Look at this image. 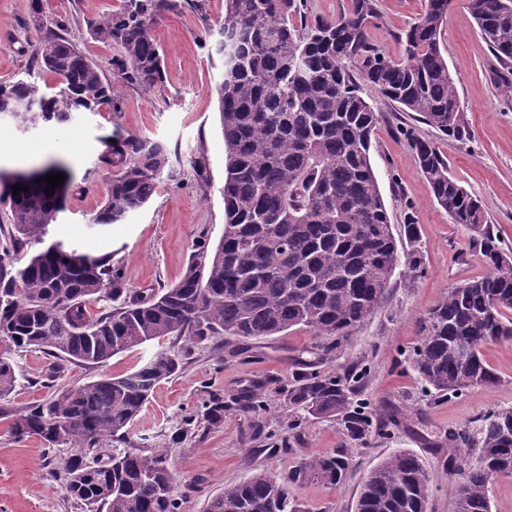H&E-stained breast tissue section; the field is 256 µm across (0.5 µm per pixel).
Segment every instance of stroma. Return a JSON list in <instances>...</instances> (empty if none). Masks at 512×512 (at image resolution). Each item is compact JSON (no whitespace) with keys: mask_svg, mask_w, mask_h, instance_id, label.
Wrapping results in <instances>:
<instances>
[{"mask_svg":"<svg viewBox=\"0 0 512 512\" xmlns=\"http://www.w3.org/2000/svg\"><path fill=\"white\" fill-rule=\"evenodd\" d=\"M119 0H42L41 21L47 32L62 33L117 87L116 107H102L66 126L48 125L19 133L9 118L0 119V170H23L51 159L64 160L69 192L64 210L48 238L93 255H107L123 272L129 294L175 284L197 245L216 244L224 232V139L213 92L224 71L209 30L224 23L225 0H206L198 10L179 0L163 12L153 35L163 50L164 79L146 90L118 79L112 65L120 50L96 38L89 26L112 11ZM32 0H0V83L31 76L39 85L55 77L36 63L35 35L28 23ZM377 16L367 29L369 44L391 57L402 54L400 37L424 10V0H375ZM448 68L465 104L473 137L459 143L401 111L368 85L363 96L374 105L379 123L372 137V164L393 233L404 235V216L413 214L423 263L400 268L383 300L342 351L323 370L345 372L369 368L360 396L379 415L393 416L384 435L365 444H349L341 424L309 418L298 431L275 413L261 415V430L244 422L235 408L224 410V426L200 431L190 442L173 438L184 412L199 406L202 386L233 394L249 381L275 392L304 371L315 338L292 329L279 336L224 342V361L216 363L211 347L199 346L184 360L181 373L160 383L130 427L131 448L168 452L181 512H205L208 500L228 484L256 471L285 474L304 459L349 448L351 461L343 483L331 485L300 477L291 493L302 512H355L357 492L370 471L398 450L416 453L433 472V512H453L456 475L446 467L448 434L477 425L490 411L512 406V340L490 342L483 357L498 374L495 387H475L441 397L422 384L409 354L418 340L417 320L448 288L481 276L486 268L471 232L452 223L432 197L416 162L411 135L436 139L448 159L449 172L483 204L494 234L512 248V94L495 77L492 55L463 4L454 0L442 31ZM131 134L167 143L175 150L173 176H162L150 202L121 224H95L92 216L104 201L111 167L100 161L109 143ZM172 340L153 342L117 354L99 366L68 367L62 387L103 377H117L145 363L159 350H180ZM17 384L0 399V512H84L65 488L59 467L67 448L47 449L38 437L14 441L7 432L10 413L47 396L41 383L47 365L33 350L16 355Z\"/></svg>","mask_w":512,"mask_h":512,"instance_id":"obj_1","label":"stroma"}]
</instances>
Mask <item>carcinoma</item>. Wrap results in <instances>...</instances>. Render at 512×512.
<instances>
[{
  "label": "carcinoma",
  "instance_id": "obj_1",
  "mask_svg": "<svg viewBox=\"0 0 512 512\" xmlns=\"http://www.w3.org/2000/svg\"><path fill=\"white\" fill-rule=\"evenodd\" d=\"M174 0H119L90 25L95 38L120 47L121 78L151 89L163 80L162 49L152 35ZM496 62V76L512 80V8L506 0H466ZM40 4L32 29L41 70L57 77L48 93L30 79L0 85V115L24 129L67 125L110 105L115 88L70 40L42 35ZM448 0H427L424 13L402 37L403 54L388 57L370 46L366 29L374 0H352L334 19L313 15L307 0H226L215 41L223 79L214 87L224 138V234L213 249L202 245L173 286L124 300L123 276L109 256H92L46 243L49 226L65 206L64 187L45 191V176L26 190L8 189L11 233L0 245V398L16 387L11 354L41 349L51 358L44 387L51 389L64 363L99 365L113 356L165 338L188 345L224 338H266L308 329L324 357L336 353L353 330L378 309L401 266H421L418 251L402 256L373 170L371 138L379 115L360 92L350 64L383 98L414 112L426 125L459 142L471 139L441 35ZM420 170L452 223L473 233L487 272L444 292L417 321L412 347L419 379L435 393L457 395L491 388L499 378L482 357L488 342L512 339V251L491 234L481 202L449 174L448 161L429 139H414ZM101 163L112 167L104 204L94 224H119L143 208L162 175L173 176L167 144L131 134L110 144ZM465 346L461 359L453 348ZM182 368L179 352L162 350L139 368L52 393L11 415L18 442L41 438L74 452L64 470L67 493L86 512H180L171 491L166 451L115 450L154 388ZM364 366L344 374L317 369L295 374L277 394L288 407V428L308 416L336 418L351 442L379 436L359 384ZM246 420L269 409L261 383L230 398ZM202 412L185 414L181 441L224 426V396L206 391ZM512 406L480 419L476 429L449 435L448 461L460 480L454 512H491L490 481L512 476ZM480 464L470 463L471 452ZM350 463L346 450L313 456L287 475L255 472L224 487L205 512H303L290 485L301 475L338 484ZM433 476L420 458L396 451L362 484L356 512H429Z\"/></svg>",
  "mask_w": 512,
  "mask_h": 512
}]
</instances>
